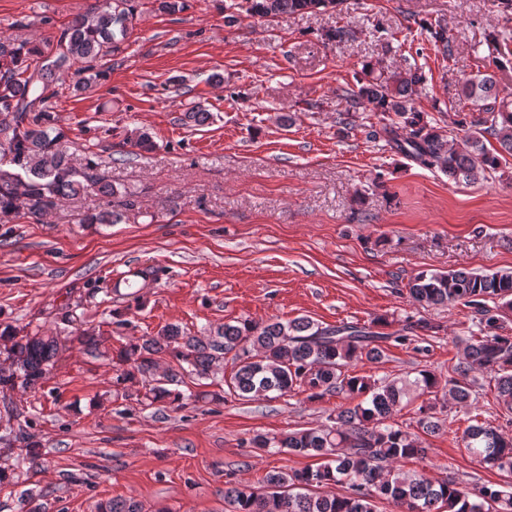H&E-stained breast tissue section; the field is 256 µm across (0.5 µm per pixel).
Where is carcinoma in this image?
<instances>
[{
	"label": "carcinoma",
	"instance_id": "carcinoma-1",
	"mask_svg": "<svg viewBox=\"0 0 512 512\" xmlns=\"http://www.w3.org/2000/svg\"><path fill=\"white\" fill-rule=\"evenodd\" d=\"M340 0H245L249 17L277 18L309 9L335 7ZM135 16L133 0H94L60 33L42 45L0 37V212L27 206L40 219L48 210L81 193L107 199V208L83 218L88 224H116L122 213L112 209V198L134 205V192L118 191L101 165L88 161L76 166L63 151L54 149L62 138L55 127L53 99L69 71L82 90L103 76L97 63L118 51ZM428 41L451 56L448 30L437 23L425 28ZM79 65L74 70L72 66ZM417 67L393 71L381 78L356 77L347 91L349 107L393 113L394 118L370 137L384 139L391 148L430 168H439L456 185L469 186L487 179L501 165V152L512 156V93L504 96L493 75L477 72L466 79L461 94L485 113L459 123L464 135L448 139L413 105L412 95L425 85ZM492 136L501 152L487 149ZM410 301L420 306L459 303L471 309L479 335L464 347L463 361L448 379L420 369L417 376L376 379L349 371L352 361H376L384 345H404L431 337L437 326L425 319L407 325L408 333L392 335L376 330L381 320L362 326H321L300 317L286 323H260L240 318L224 323L210 336H186L168 324L154 336H143L120 352L116 384L138 377L147 382L145 400L153 405L165 399L184 400L170 389L186 375L205 377L224 361L232 372L224 380L228 394L263 399L275 393L298 392L310 401L327 396L353 401L336 409L328 422L314 428L290 431L280 437L257 435L254 447L277 452L308 454L322 459L314 469L286 472L272 470L265 486L257 491L239 484L224 489L229 512H378L377 500H386L397 512H512V482L468 488L449 477L433 481L407 474L396 464L424 453L419 438L394 419L410 394L422 398L418 423L426 434L441 430L437 405L448 399L466 404L476 397L474 371L492 375L498 403L512 411V336L500 332L502 318L512 314V271L475 273L465 270L421 272L407 288ZM10 367H0V388L34 389L47 376L60 350L55 336H20L6 325L0 328ZM166 352L177 368L162 376L153 372V356ZM463 447L478 462L512 477V437L507 438L488 422L468 426ZM346 483L345 495H327L317 489ZM134 499H114L105 512H142Z\"/></svg>",
	"mask_w": 512,
	"mask_h": 512
}]
</instances>
